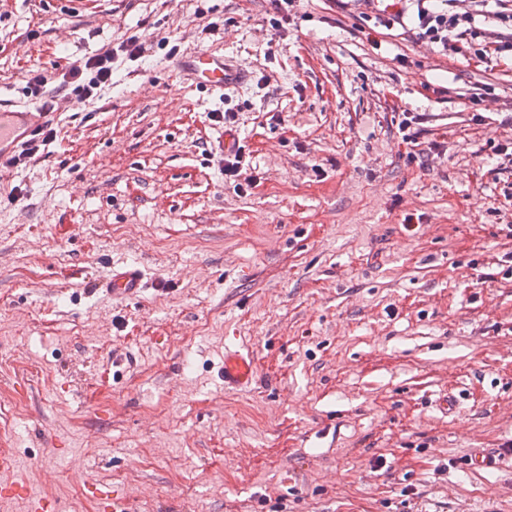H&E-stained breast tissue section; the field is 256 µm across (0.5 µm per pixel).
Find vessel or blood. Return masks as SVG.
<instances>
[{
    "label": "vessel or blood",
    "instance_id": "obj_1",
    "mask_svg": "<svg viewBox=\"0 0 512 512\" xmlns=\"http://www.w3.org/2000/svg\"><path fill=\"white\" fill-rule=\"evenodd\" d=\"M177 67L185 82L212 92L243 85L248 78L244 68L233 64L224 54L211 50L182 54ZM46 122V113L0 98V163ZM100 286L112 298H134L142 292L144 281L138 268L116 267L108 278L101 281ZM254 375L255 368L250 357L235 350H225V386H247Z\"/></svg>",
    "mask_w": 512,
    "mask_h": 512
}]
</instances>
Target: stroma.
I'll return each mask as SVG.
<instances>
[{"mask_svg":"<svg viewBox=\"0 0 512 512\" xmlns=\"http://www.w3.org/2000/svg\"><path fill=\"white\" fill-rule=\"evenodd\" d=\"M368 9L296 0L274 28L270 0H0V97L23 105L33 73L51 93L145 48L0 173V478L21 490L0 512H512V236L485 213L512 182L491 152L512 67ZM199 49L250 81L226 102L181 83ZM228 108L243 192L212 149ZM133 264L139 298L93 292ZM228 347L251 388L225 390ZM113 52L105 51L86 59H77L67 73L63 75V86L77 84L75 89H81L85 97L91 98L97 94L102 84L112 80ZM88 74L92 76L88 79Z\"/></svg>","mask_w":512,"mask_h":512,"instance_id":"stroma-1","label":"stroma"}]
</instances>
